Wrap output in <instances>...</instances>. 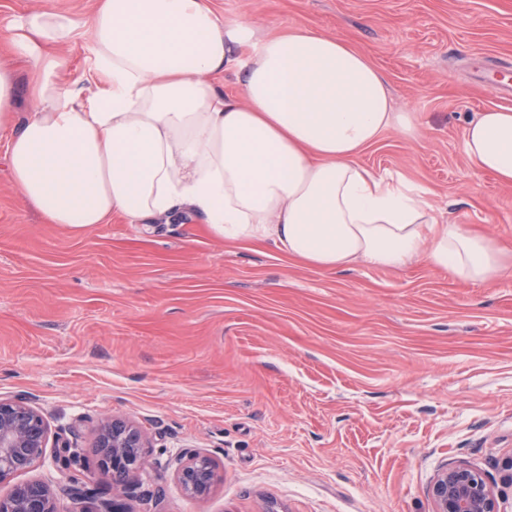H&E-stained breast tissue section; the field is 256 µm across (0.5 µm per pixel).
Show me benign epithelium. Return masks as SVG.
I'll return each instance as SVG.
<instances>
[{"mask_svg": "<svg viewBox=\"0 0 512 512\" xmlns=\"http://www.w3.org/2000/svg\"><path fill=\"white\" fill-rule=\"evenodd\" d=\"M49 424L30 402L0 398V486L10 485L0 496V512H61L60 498L87 499L95 494V474L84 479L71 470L77 449L60 445L47 454ZM98 469L109 475L120 493L98 502L96 512H129L126 499L135 479L148 473V441L130 421L112 417L103 422L97 439ZM37 464L48 475L23 482L17 475ZM183 491L204 497L221 474L204 453L179 451L170 456ZM435 512H502L486 476L469 466L453 465L441 471L430 489Z\"/></svg>", "mask_w": 512, "mask_h": 512, "instance_id": "7a95c632", "label": "benign epithelium"}]
</instances>
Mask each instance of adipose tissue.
I'll return each mask as SVG.
<instances>
[{"label":"adipose tissue","mask_w":512,"mask_h":512,"mask_svg":"<svg viewBox=\"0 0 512 512\" xmlns=\"http://www.w3.org/2000/svg\"><path fill=\"white\" fill-rule=\"evenodd\" d=\"M0 24V117L30 103L7 132L9 173L45 223L186 215L216 237L271 242L328 270L423 259L483 282L512 264V248L448 223L421 190L357 163L384 130L413 138L418 128L394 110L382 73L336 37L224 22L213 0H98L88 72L76 76L75 16L45 7ZM19 60L29 68L22 87ZM230 68L238 98L215 82ZM462 150L512 185V109L479 113Z\"/></svg>","instance_id":"obj_1"}]
</instances>
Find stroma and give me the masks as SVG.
<instances>
[{"label":"stroma","instance_id":"35a3bbf8","mask_svg":"<svg viewBox=\"0 0 512 512\" xmlns=\"http://www.w3.org/2000/svg\"><path fill=\"white\" fill-rule=\"evenodd\" d=\"M221 20L309 28L363 52L417 138L384 131L362 166L424 188L450 223L512 244V185L464 156V129L506 107L512 0H214ZM82 20L96 0H0ZM23 398L50 447L97 475L102 421L150 440L133 512H433L450 465L481 469L512 512V271L473 284L420 261L323 270L184 217L47 224L8 177L0 137V398ZM207 454L222 476L184 494L166 465Z\"/></svg>","mask_w":512,"mask_h":512}]
</instances>
